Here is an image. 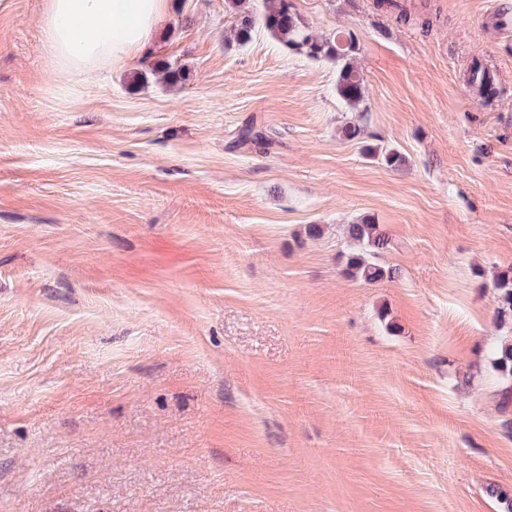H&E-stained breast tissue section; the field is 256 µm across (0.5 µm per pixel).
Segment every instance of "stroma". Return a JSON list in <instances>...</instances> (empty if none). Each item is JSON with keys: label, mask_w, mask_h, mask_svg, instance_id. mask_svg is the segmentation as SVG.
<instances>
[{"label": "stroma", "mask_w": 512, "mask_h": 512, "mask_svg": "<svg viewBox=\"0 0 512 512\" xmlns=\"http://www.w3.org/2000/svg\"><path fill=\"white\" fill-rule=\"evenodd\" d=\"M292 2L356 35L365 111L334 61L226 42L228 0L74 85L46 0H0V512H503L512 0ZM160 59L189 81H136ZM366 216L376 283L344 273ZM363 149L368 157L389 168H399L406 161L405 157L394 147L367 144L363 146ZM494 288L498 291L499 300L497 316L505 320L507 316H512V267L499 273ZM493 364L501 377L512 380V336L503 338L495 353Z\"/></svg>", "instance_id": "1"}]
</instances>
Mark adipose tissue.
Here are the masks:
<instances>
[{
    "instance_id": "obj_1",
    "label": "adipose tissue",
    "mask_w": 512,
    "mask_h": 512,
    "mask_svg": "<svg viewBox=\"0 0 512 512\" xmlns=\"http://www.w3.org/2000/svg\"><path fill=\"white\" fill-rule=\"evenodd\" d=\"M166 10L167 0H47L50 59L67 78L89 79L147 44Z\"/></svg>"
}]
</instances>
